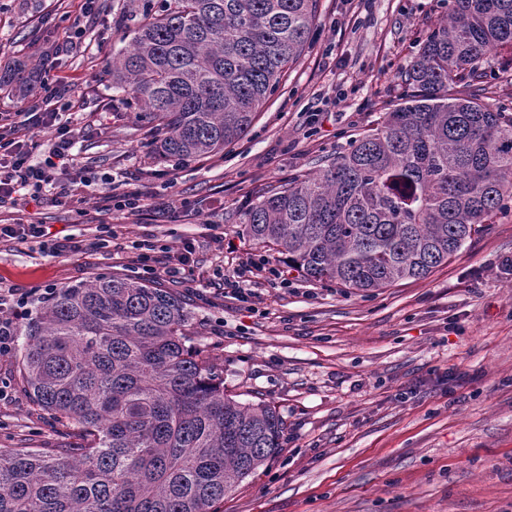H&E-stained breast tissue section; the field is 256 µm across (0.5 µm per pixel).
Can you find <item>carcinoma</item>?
Wrapping results in <instances>:
<instances>
[{
    "mask_svg": "<svg viewBox=\"0 0 512 512\" xmlns=\"http://www.w3.org/2000/svg\"><path fill=\"white\" fill-rule=\"evenodd\" d=\"M112 56V100L137 107L154 159L244 138L301 58L317 0H164ZM512 49V0H449L401 74L400 102L319 173L244 213L248 236L319 283L426 278L512 197V117L484 103L479 63ZM32 69L0 75L28 91ZM468 92L452 94L459 83ZM171 292L100 273L52 290L20 331L33 403L75 430L57 453L0 448V512H211L281 450L266 404L224 393Z\"/></svg>",
    "mask_w": 512,
    "mask_h": 512,
    "instance_id": "1",
    "label": "carcinoma"
}]
</instances>
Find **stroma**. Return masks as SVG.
I'll list each match as a JSON object with an SVG mask.
<instances>
[{"label":"stroma","instance_id":"1","mask_svg":"<svg viewBox=\"0 0 512 512\" xmlns=\"http://www.w3.org/2000/svg\"><path fill=\"white\" fill-rule=\"evenodd\" d=\"M144 0H0V71L34 62L71 81L66 100L85 132L83 164L118 192L169 201L172 217L110 216L94 188L82 213L44 206L52 235L111 248L53 257L32 241L0 243V289L63 286L129 273L133 244L194 246V279H158L184 302L203 350L243 404L285 423L279 454L217 503V512H512V199L448 261L420 280L374 292L315 283L288 270L247 299L225 274L271 256L246 234L245 210L268 189L313 175L380 122L403 92L401 72L448 15L443 0H318L300 60L248 135L179 165L176 180L144 145L133 108L112 102L113 53L132 43ZM491 106L512 113V49L481 65ZM0 448L44 452L74 431L33 404L18 353L0 355Z\"/></svg>","mask_w":512,"mask_h":512}]
</instances>
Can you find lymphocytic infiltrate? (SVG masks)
Returning <instances> with one entry per match:
<instances>
[{
    "instance_id": "obj_1",
    "label": "lymphocytic infiltrate",
    "mask_w": 512,
    "mask_h": 512,
    "mask_svg": "<svg viewBox=\"0 0 512 512\" xmlns=\"http://www.w3.org/2000/svg\"><path fill=\"white\" fill-rule=\"evenodd\" d=\"M65 90L46 88L43 97L28 104L18 114L0 113V207L42 206L77 207L73 186L92 183L85 166L78 162L73 148L82 130L75 126L70 112L60 106ZM38 128L49 131L53 139L47 150L26 138L25 131ZM102 208L108 212L150 211L168 214L165 201L143 194H116L111 178L97 183ZM193 264V248L183 244L168 246L143 244L130 258L135 273L146 279L184 280ZM28 296L10 291L0 293V354L10 352L17 340V329L28 315Z\"/></svg>"
}]
</instances>
